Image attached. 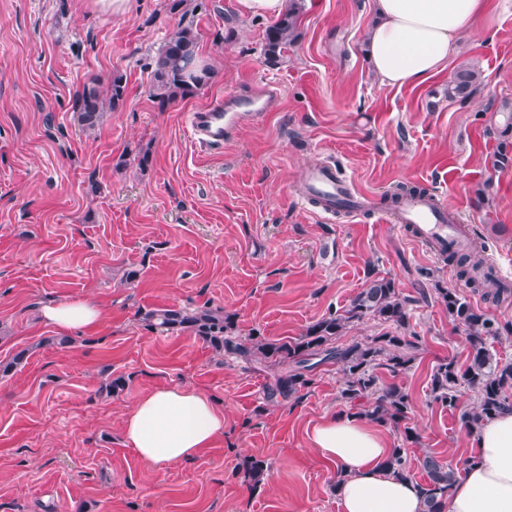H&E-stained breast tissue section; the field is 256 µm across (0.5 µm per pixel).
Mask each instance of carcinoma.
I'll list each match as a JSON object with an SVG mask.
<instances>
[{"label":"carcinoma","mask_w":512,"mask_h":512,"mask_svg":"<svg viewBox=\"0 0 512 512\" xmlns=\"http://www.w3.org/2000/svg\"><path fill=\"white\" fill-rule=\"evenodd\" d=\"M203 8L199 0H171L170 12L179 15L176 28L159 50L151 71V96L163 106L202 89L209 79L210 69L195 65L197 60L198 30L196 18ZM301 0H288V9L266 33L264 55L270 61L282 57L288 46L299 37ZM483 82L481 72L468 65H460L453 72L444 89L450 102H465ZM127 82L124 75H112L103 86L92 79L83 86L74 103V111L82 131L91 135L104 115L123 104ZM506 123L500 129L487 133L496 137L500 150L494 166L512 163V105L505 102ZM447 261L456 266L460 278L481 292L497 299H506L512 290L504 287L492 269H483V261L474 251L467 254L448 252ZM448 316L463 328L470 347L469 364L461 369L454 361H443L433 369L430 394L433 401L444 408L458 407L462 391L477 395L476 406L461 413V423L468 430L476 429L506 409L512 408V361L493 358L488 342L501 336V328L490 318L476 311L466 297L455 289H436ZM412 300L399 294L394 282L385 277L370 279L342 310L330 311L301 336L291 340L270 341L261 336L242 338L236 333L232 315L222 307L185 306L152 309L140 313L141 320L153 331L168 334L188 332L207 344L217 355L234 357L251 364L257 362L274 370L273 380L267 386L265 399L271 403L301 398L302 389L312 384L314 369L328 362L338 366L341 375V398L350 404L355 415L401 431L402 440L416 443V430L408 426L411 403L398 386H385L376 373L384 368L393 374L404 371L415 360L419 336L406 334L410 327ZM372 319L383 326L371 338L347 345L336 344L348 327L364 319ZM428 481L419 485L424 512H445L448 489L457 480L460 469L444 463L428 453L420 460ZM388 469L395 476L407 479L410 467L407 449L395 448L387 460ZM267 465L254 459L246 468L253 485L263 481Z\"/></svg>","instance_id":"cac0c4a2"}]
</instances>
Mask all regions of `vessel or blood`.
Wrapping results in <instances>:
<instances>
[{
	"label": "vessel or blood",
	"mask_w": 512,
	"mask_h": 512,
	"mask_svg": "<svg viewBox=\"0 0 512 512\" xmlns=\"http://www.w3.org/2000/svg\"><path fill=\"white\" fill-rule=\"evenodd\" d=\"M281 91L272 83L259 88L240 87L212 96L189 115L191 137L210 149H220L225 139L245 121L277 111ZM301 198L322 218L345 213L354 217L372 210L378 220L400 225L414 240L438 257L448 250L464 248L469 240L466 224L457 207L433 193H416L383 205L380 198L358 189L335 163L321 161L304 167L299 175Z\"/></svg>",
	"instance_id": "obj_1"
}]
</instances>
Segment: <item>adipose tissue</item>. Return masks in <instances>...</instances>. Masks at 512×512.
Segmentation results:
<instances>
[{"instance_id": "obj_1", "label": "adipose tissue", "mask_w": 512, "mask_h": 512, "mask_svg": "<svg viewBox=\"0 0 512 512\" xmlns=\"http://www.w3.org/2000/svg\"><path fill=\"white\" fill-rule=\"evenodd\" d=\"M367 59L380 86L426 83L459 51V39L488 12V0H373ZM96 302L77 298L42 307L45 325L70 333L102 320ZM224 431V413L201 392L163 388L139 396L122 424L126 442L149 466L196 459ZM309 441L336 467L340 512H423L415 483L394 476L386 440L355 415H330ZM461 476L450 487L446 512H512V410L486 420L471 441Z\"/></svg>"}]
</instances>
